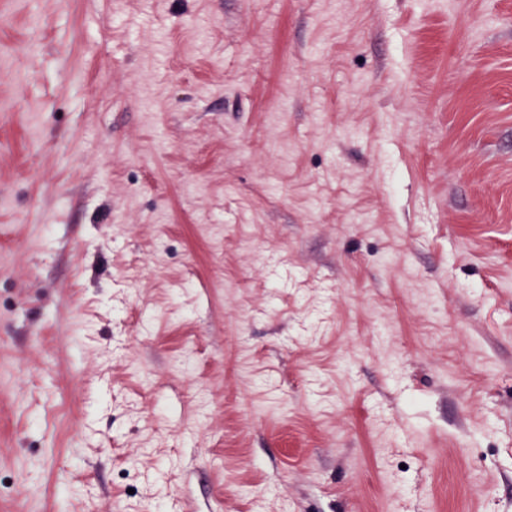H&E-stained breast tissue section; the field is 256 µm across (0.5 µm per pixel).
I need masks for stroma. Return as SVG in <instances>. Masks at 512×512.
I'll list each match as a JSON object with an SVG mask.
<instances>
[{"label":"stroma","instance_id":"obj_1","mask_svg":"<svg viewBox=\"0 0 512 512\" xmlns=\"http://www.w3.org/2000/svg\"><path fill=\"white\" fill-rule=\"evenodd\" d=\"M0 512H512V0H0Z\"/></svg>","mask_w":512,"mask_h":512}]
</instances>
